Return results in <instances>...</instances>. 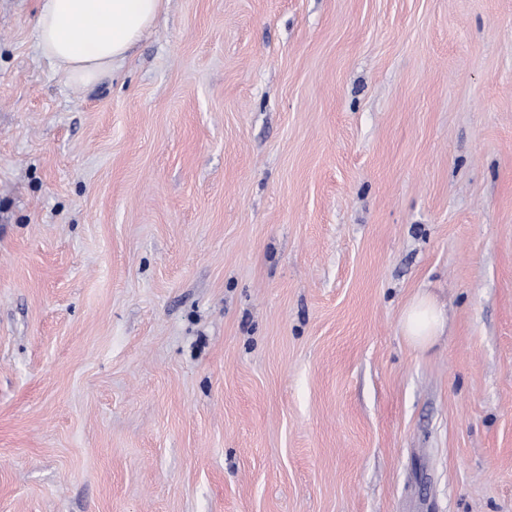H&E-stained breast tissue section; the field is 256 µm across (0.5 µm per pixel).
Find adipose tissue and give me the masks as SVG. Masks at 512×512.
<instances>
[{
  "mask_svg": "<svg viewBox=\"0 0 512 512\" xmlns=\"http://www.w3.org/2000/svg\"><path fill=\"white\" fill-rule=\"evenodd\" d=\"M164 0H39L38 47L67 82L87 85L119 68L153 25ZM444 314L430 297L418 296L406 309L402 328L426 348L442 335Z\"/></svg>",
  "mask_w": 512,
  "mask_h": 512,
  "instance_id": "ef3b65f1",
  "label": "adipose tissue"
}]
</instances>
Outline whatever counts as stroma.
I'll return each mask as SVG.
<instances>
[{"label": "stroma", "mask_w": 512, "mask_h": 512, "mask_svg": "<svg viewBox=\"0 0 512 512\" xmlns=\"http://www.w3.org/2000/svg\"><path fill=\"white\" fill-rule=\"evenodd\" d=\"M38 7L0 0V512H512V0H165L87 86ZM445 325L443 311L428 294L418 296L406 309L402 328L416 346L428 348L442 335Z\"/></svg>", "instance_id": "35a3bbf8"}]
</instances>
